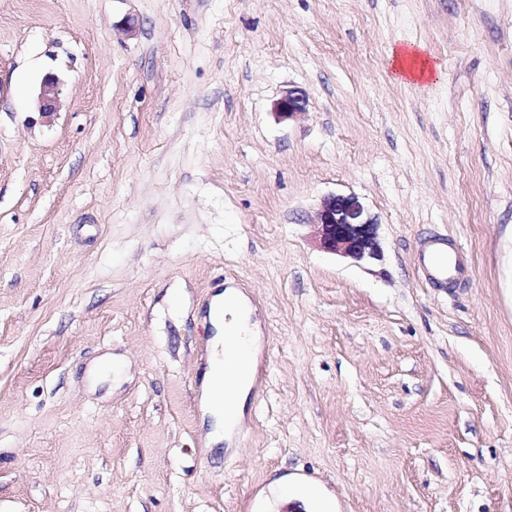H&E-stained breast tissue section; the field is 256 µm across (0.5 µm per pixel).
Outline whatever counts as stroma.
I'll return each instance as SVG.
<instances>
[{"instance_id":"stroma-1","label":"stroma","mask_w":512,"mask_h":512,"mask_svg":"<svg viewBox=\"0 0 512 512\" xmlns=\"http://www.w3.org/2000/svg\"><path fill=\"white\" fill-rule=\"evenodd\" d=\"M331 194L380 260L317 248ZM511 227L512 0H0V512H512ZM223 284L260 350L212 449ZM390 63L394 77L401 82H420L430 79L436 66L425 56L423 49L414 44L393 49ZM59 95V79L53 75L46 76L41 83L38 95L40 111L43 114L55 112L59 101ZM308 100L306 94L299 89L292 88L273 104V113L280 119H290L306 112ZM418 274L436 288H454L464 276L465 267L455 251L448 250V238L433 237L423 241L415 254Z\"/></svg>"}]
</instances>
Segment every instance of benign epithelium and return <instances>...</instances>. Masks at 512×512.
I'll list each match as a JSON object with an SVG mask.
<instances>
[{
	"label": "benign epithelium",
	"mask_w": 512,
	"mask_h": 512,
	"mask_svg": "<svg viewBox=\"0 0 512 512\" xmlns=\"http://www.w3.org/2000/svg\"><path fill=\"white\" fill-rule=\"evenodd\" d=\"M60 95L59 79L53 75L42 81L38 100L40 111H56ZM306 94L289 89L273 104L274 114L290 119L306 112ZM312 224L317 226V242L323 251L349 258L359 264H368L380 257L376 223L353 195H329L317 210Z\"/></svg>",
	"instance_id": "obj_1"
}]
</instances>
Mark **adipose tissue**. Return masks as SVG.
<instances>
[{"label": "adipose tissue", "instance_id": "1", "mask_svg": "<svg viewBox=\"0 0 512 512\" xmlns=\"http://www.w3.org/2000/svg\"><path fill=\"white\" fill-rule=\"evenodd\" d=\"M390 63L395 79L401 82L428 80L436 70L422 48L413 44L394 49ZM208 320L214 334L198 403L201 419L208 424V443L216 446L244 423L245 404L255 378L259 333L247 297L231 286L212 296Z\"/></svg>", "mask_w": 512, "mask_h": 512}]
</instances>
